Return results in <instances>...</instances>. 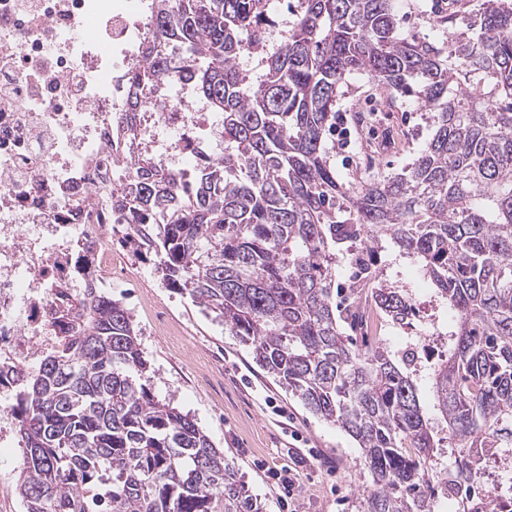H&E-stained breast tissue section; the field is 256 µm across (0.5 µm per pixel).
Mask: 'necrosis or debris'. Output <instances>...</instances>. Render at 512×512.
I'll return each instance as SVG.
<instances>
[{"label":"necrosis or debris","instance_id":"obj_1","mask_svg":"<svg viewBox=\"0 0 512 512\" xmlns=\"http://www.w3.org/2000/svg\"><path fill=\"white\" fill-rule=\"evenodd\" d=\"M151 14L149 0H0V363L18 374L62 335L56 311L111 280L113 237L137 230L113 223L106 196L132 152L114 120ZM173 84L144 93L137 140L186 174L209 156L216 118L187 74ZM419 295L401 323L358 294L362 326L425 358L455 316L434 301L420 314Z\"/></svg>","mask_w":512,"mask_h":512}]
</instances>
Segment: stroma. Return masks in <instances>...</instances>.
Segmentation results:
<instances>
[{
	"label": "stroma",
	"mask_w": 512,
	"mask_h": 512,
	"mask_svg": "<svg viewBox=\"0 0 512 512\" xmlns=\"http://www.w3.org/2000/svg\"><path fill=\"white\" fill-rule=\"evenodd\" d=\"M475 0H396L403 35L434 42L448 37V20L468 14ZM385 86L364 78L342 89L336 124L346 128L350 144L326 143L342 179L358 177L376 163L396 173L411 162L429 139L422 112L395 106L386 120L393 141L367 146L360 122L373 100L389 101ZM125 264L117 269L119 287L110 289L133 315L141 348L151 364L148 385L159 399H171L189 412L225 459L245 476L250 494L263 512H361L372 488L356 442L343 430L308 413L291 393L263 371L247 346L207 317L189 297L167 286L157 271L154 252L124 244ZM0 512H23L16 489L21 451L11 410L0 411ZM313 449L312 465L301 468L294 496L281 500L271 468L287 466L288 449Z\"/></svg>",
	"instance_id": "obj_1"
}]
</instances>
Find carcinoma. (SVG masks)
Masks as SVG:
<instances>
[{"mask_svg": "<svg viewBox=\"0 0 512 512\" xmlns=\"http://www.w3.org/2000/svg\"><path fill=\"white\" fill-rule=\"evenodd\" d=\"M153 2L133 82L195 65L224 153L188 180L146 148L128 156L112 219L141 225L163 281L354 439L373 477L363 512H433L444 444L459 463L452 496L512 453V0H476L440 46L400 32L395 0H296L255 82L242 60L250 33L280 26L270 0ZM352 75L420 105L432 130L402 171L364 184L341 181L325 148ZM143 109L128 106L130 140ZM360 238L414 265L456 312L433 368L346 334L332 270ZM377 300L390 320L409 316L404 289ZM76 306L11 406L25 512H260L224 452L143 383L150 365L124 304L88 288ZM460 512L497 510L464 496Z\"/></svg>", "mask_w": 512, "mask_h": 512, "instance_id": "obj_1", "label": "carcinoma"}]
</instances>
